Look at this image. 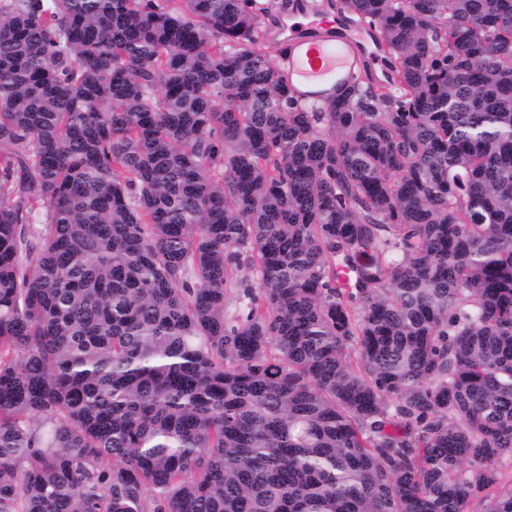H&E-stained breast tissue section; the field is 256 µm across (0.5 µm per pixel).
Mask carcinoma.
<instances>
[{
    "label": "carcinoma",
    "instance_id": "obj_1",
    "mask_svg": "<svg viewBox=\"0 0 512 512\" xmlns=\"http://www.w3.org/2000/svg\"><path fill=\"white\" fill-rule=\"evenodd\" d=\"M335 7L0 0V512H512V0ZM271 4V13L270 16L265 20L263 30L265 33L266 43L268 45L270 60L276 65H281V57L277 55L276 51L280 45L278 37L284 32V29H276L273 26V21L284 13L286 8L283 9L282 4H288V1L285 2V0H272ZM279 26H286V32L280 37L281 40V49L284 52L288 51V36L291 35V31L300 32L309 27L310 19L301 11H293L287 16L281 17L278 20ZM319 26L310 25L314 33L311 37L289 40L297 44V50L288 64V76L291 81L295 76L299 91L310 99L333 94L350 80L365 57L363 44L355 38L344 35L334 40L317 31L321 27L329 29V23L323 21Z\"/></svg>",
    "mask_w": 512,
    "mask_h": 512
}]
</instances>
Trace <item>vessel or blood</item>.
<instances>
[{
    "label": "vessel or blood",
    "instance_id": "obj_1",
    "mask_svg": "<svg viewBox=\"0 0 512 512\" xmlns=\"http://www.w3.org/2000/svg\"><path fill=\"white\" fill-rule=\"evenodd\" d=\"M296 44L288 74L311 99L333 94L349 81L365 57L363 44L350 36L334 39L317 31L311 37L297 38Z\"/></svg>",
    "mask_w": 512,
    "mask_h": 512
}]
</instances>
